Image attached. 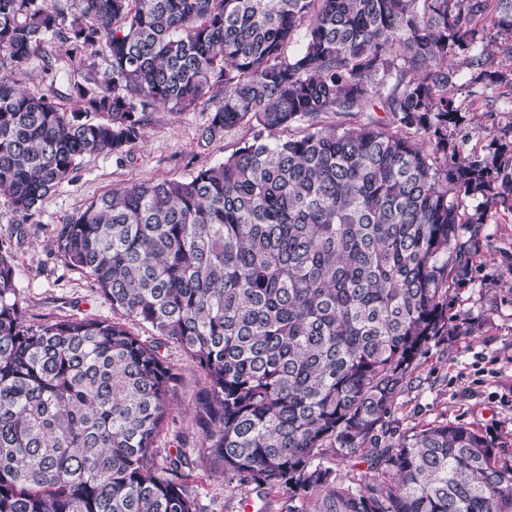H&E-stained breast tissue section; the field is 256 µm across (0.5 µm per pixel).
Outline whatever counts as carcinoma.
I'll list each match as a JSON object with an SVG mask.
<instances>
[{"mask_svg":"<svg viewBox=\"0 0 512 512\" xmlns=\"http://www.w3.org/2000/svg\"><path fill=\"white\" fill-rule=\"evenodd\" d=\"M78 2L0 0L1 64L59 34L108 56L83 113L0 77V198L34 210L84 155L141 139L157 104L208 112L207 139L252 138L59 225L117 319L27 323L0 250V512H204L200 463L248 500L284 490L281 512H512L505 438L394 418L431 344L459 335L456 291L512 200V142L466 149L450 94L512 88L492 69L512 61V0ZM168 343L205 381L194 459L159 457ZM329 451L367 468L341 476Z\"/></svg>","mask_w":512,"mask_h":512,"instance_id":"obj_1","label":"carcinoma"}]
</instances>
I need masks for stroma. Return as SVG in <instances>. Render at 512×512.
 I'll list each match as a JSON object with an SVG mask.
<instances>
[{
    "instance_id": "1",
    "label": "stroma",
    "mask_w": 512,
    "mask_h": 512,
    "mask_svg": "<svg viewBox=\"0 0 512 512\" xmlns=\"http://www.w3.org/2000/svg\"><path fill=\"white\" fill-rule=\"evenodd\" d=\"M106 71L102 45L78 49L53 35L26 66L0 68V75L49 97L63 110L78 112L85 108L79 89H97ZM208 118L197 110L174 113L163 105L154 107L142 139L120 156L85 155L72 180L46 195L36 210L18 211L0 199V244L13 257L17 299L29 323L112 318V306L98 287L58 254L56 229L113 188L189 178L222 162L251 137L243 126L201 141ZM511 127L512 111L493 93L468 105L462 132L469 147L481 149ZM484 232L489 246L479 258L478 278L456 293L455 308L467 333L433 346L423 358L411 387L397 399L394 416L401 430L459 421L512 442V206L493 210ZM162 353L178 379L168 431L158 448L163 453L179 448L193 456L200 445L194 410L204 391L203 377L177 346L166 345ZM191 486L207 512H240L239 498L228 496L223 478L213 470H196Z\"/></svg>"
}]
</instances>
